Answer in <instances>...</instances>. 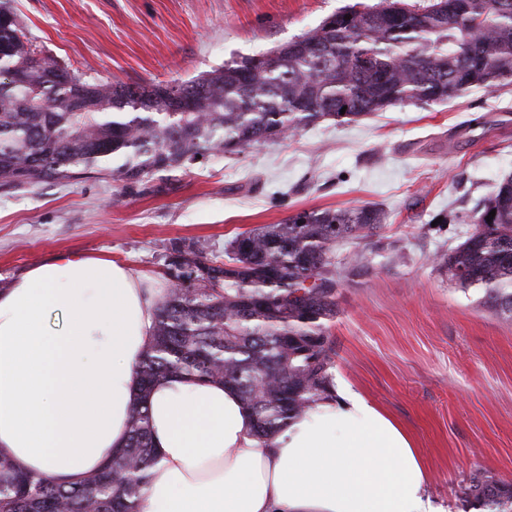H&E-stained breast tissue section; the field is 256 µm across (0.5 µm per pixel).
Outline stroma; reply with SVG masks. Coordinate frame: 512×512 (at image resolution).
Wrapping results in <instances>:
<instances>
[{
  "label": "stroma",
  "instance_id": "stroma-1",
  "mask_svg": "<svg viewBox=\"0 0 512 512\" xmlns=\"http://www.w3.org/2000/svg\"><path fill=\"white\" fill-rule=\"evenodd\" d=\"M378 0H7L33 42L87 79L174 85L299 38ZM512 173V84L398 106L193 165L179 180L112 177L0 191V287L61 251L105 253L167 288L173 244L223 257L237 233L303 210L377 205L330 324L333 374L398 422L437 512H464L472 473L512 484V320L434 259L473 231L479 201ZM403 261H393L392 247Z\"/></svg>",
  "mask_w": 512,
  "mask_h": 512
}]
</instances>
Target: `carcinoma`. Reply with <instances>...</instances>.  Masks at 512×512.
Instances as JSON below:
<instances>
[{
  "instance_id": "carcinoma-1",
  "label": "carcinoma",
  "mask_w": 512,
  "mask_h": 512,
  "mask_svg": "<svg viewBox=\"0 0 512 512\" xmlns=\"http://www.w3.org/2000/svg\"><path fill=\"white\" fill-rule=\"evenodd\" d=\"M508 82L512 2L381 0L328 16L274 60L243 57L176 85L190 105L173 112L167 85L89 81L39 56L0 0V189L95 175L169 180L189 164L239 155L322 120L354 122ZM385 220L374 204L301 211L236 235L222 261L197 242L175 244L153 342L138 365L127 443L73 486L17 474L0 457V512H138L155 461L147 399L169 375L231 385L266 441L332 397L327 322L338 313L345 271L334 252L375 235ZM473 220V233L436 258L438 270L462 289H483V304L512 319L511 174ZM458 496L482 512H512V486L489 475H474Z\"/></svg>"
}]
</instances>
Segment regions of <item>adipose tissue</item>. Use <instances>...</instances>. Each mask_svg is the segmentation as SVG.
<instances>
[{"label":"adipose tissue","mask_w":512,"mask_h":512,"mask_svg":"<svg viewBox=\"0 0 512 512\" xmlns=\"http://www.w3.org/2000/svg\"><path fill=\"white\" fill-rule=\"evenodd\" d=\"M160 298L111 256L60 252L0 290V456L77 484L125 445ZM156 462L139 512H435L409 434L339 385L268 441L224 383L149 398Z\"/></svg>","instance_id":"ef3b65f1"}]
</instances>
